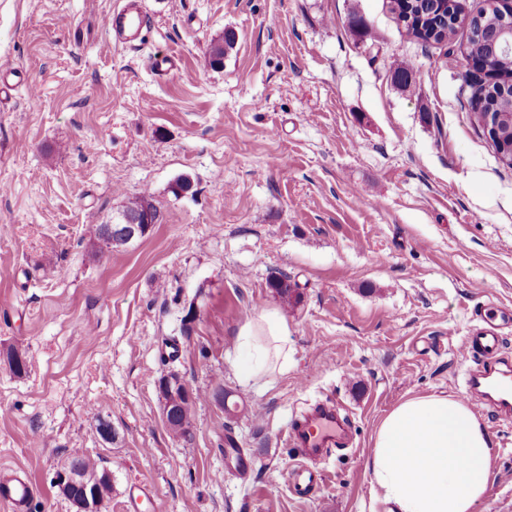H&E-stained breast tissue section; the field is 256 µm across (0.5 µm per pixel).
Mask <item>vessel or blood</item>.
I'll list each match as a JSON object with an SVG mask.
<instances>
[{
  "label": "vessel or blood",
  "mask_w": 512,
  "mask_h": 512,
  "mask_svg": "<svg viewBox=\"0 0 512 512\" xmlns=\"http://www.w3.org/2000/svg\"><path fill=\"white\" fill-rule=\"evenodd\" d=\"M103 24L114 41L132 44L142 38L145 15L138 0H122L109 10ZM502 336L497 327L480 325L470 330L462 349L474 366L466 377L469 395L480 405L492 408L499 417L512 418V360L501 350ZM350 428L335 401L318 404L301 419H292L283 439L295 448L298 463L293 471V491L301 497L316 493L326 473L311 468L312 460L327 455L331 448L341 444ZM35 489L29 478L16 470L0 471V504L9 512H28Z\"/></svg>",
  "instance_id": "1"
}]
</instances>
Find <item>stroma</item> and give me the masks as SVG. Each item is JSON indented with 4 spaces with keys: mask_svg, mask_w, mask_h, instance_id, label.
I'll return each mask as SVG.
<instances>
[{
    "mask_svg": "<svg viewBox=\"0 0 512 512\" xmlns=\"http://www.w3.org/2000/svg\"><path fill=\"white\" fill-rule=\"evenodd\" d=\"M116 2L0 0V72L27 78L0 104V356L29 360L0 363V467L27 472L29 512H71L53 482L71 456L110 474L106 512L139 479V512H385L379 424L412 396L464 398L476 311L512 309V168L474 116L467 26L425 45L387 0H142L131 49L102 24ZM163 54L179 72L155 71ZM140 193L160 224L91 258L88 226ZM280 273L299 304L272 293ZM268 310L288 369L243 379L237 334ZM172 374L199 395L185 437L162 415ZM326 397L354 442L300 500L282 434ZM475 412L495 471L477 512H512V420Z\"/></svg>",
    "mask_w": 512,
    "mask_h": 512,
    "instance_id": "1",
    "label": "stroma"
}]
</instances>
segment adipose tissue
Returning <instances> with one entry per match:
<instances>
[{"mask_svg":"<svg viewBox=\"0 0 512 512\" xmlns=\"http://www.w3.org/2000/svg\"><path fill=\"white\" fill-rule=\"evenodd\" d=\"M287 326L276 311L240 328L244 379L287 370ZM491 438L470 405L443 394L405 399L380 423L369 458L374 501L389 512H476L494 479Z\"/></svg>","mask_w":512,"mask_h":512,"instance_id":"1","label":"adipose tissue"}]
</instances>
